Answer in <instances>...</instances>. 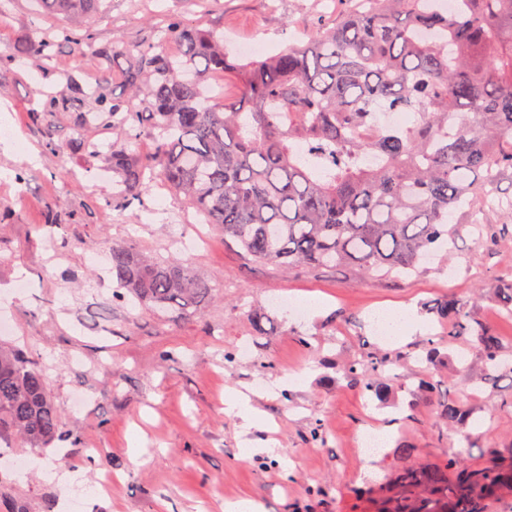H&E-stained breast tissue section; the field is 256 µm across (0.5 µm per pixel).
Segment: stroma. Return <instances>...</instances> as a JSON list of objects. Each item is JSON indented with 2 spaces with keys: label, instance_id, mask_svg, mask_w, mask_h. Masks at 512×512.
<instances>
[{
  "label": "stroma",
  "instance_id": "35a3bbf8",
  "mask_svg": "<svg viewBox=\"0 0 512 512\" xmlns=\"http://www.w3.org/2000/svg\"><path fill=\"white\" fill-rule=\"evenodd\" d=\"M324 0H110L95 32L99 43L131 48L159 40L157 28L181 15L221 34L224 49L258 42L269 53L304 38L317 20L334 18ZM36 0H0V51L18 39L39 40L61 26ZM102 77L97 60L72 44L53 59L28 58L0 72V107L19 133L14 148L0 146V317L13 329L8 342L31 350L62 410V434L38 456V466L8 482L31 512H65L66 494L43 469L69 456L83 476V512H224L225 502L251 499L262 512H378V500L398 467L397 443L433 463L457 446L446 435L440 403L460 399L478 427L476 459L512 453V412L486 409L512 396V377L463 385L448 357L469 350L449 341L431 308L461 300L498 336L512 356V314L489 288L512 272V244L488 247L460 236L448 262L410 276H368L352 268L320 269L264 264L244 256L218 225L204 227L205 242L191 253L173 249L174 234H192L194 210L162 184L144 203L104 208L112 176L103 162L69 151L77 140L100 150L127 144L144 156L151 135L125 142L112 129L76 126L57 115L32 122L39 91L65 93L67 79L92 85ZM65 145L54 154L46 139ZM117 242L150 256L176 257L217 289L200 313L162 316L131 308L112 295L110 253ZM315 298L319 308L297 318L289 301ZM411 307L417 322L398 343L377 336L375 314ZM272 316L264 331L253 317ZM435 336L440 357L426 359L424 339ZM401 366L385 402L344 379L341 368L372 351ZM438 390H430V382ZM250 387L260 417L250 429L224 412L226 389ZM89 396L78 413L68 407ZM140 425L145 439L129 453L126 436ZM323 437L313 440L314 426ZM274 448H267V441ZM259 455L244 457V444ZM97 449L88 458V449ZM114 476L110 490L94 492L99 472Z\"/></svg>",
  "mask_w": 512,
  "mask_h": 512
}]
</instances>
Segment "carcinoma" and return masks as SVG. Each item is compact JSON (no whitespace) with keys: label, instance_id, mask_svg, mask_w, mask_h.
<instances>
[{"label":"carcinoma","instance_id":"cac0c4a2","mask_svg":"<svg viewBox=\"0 0 512 512\" xmlns=\"http://www.w3.org/2000/svg\"><path fill=\"white\" fill-rule=\"evenodd\" d=\"M49 15L79 17V30L54 29L0 53L6 68L59 43L84 45L103 72L122 69L125 100L109 82L70 81L69 93L31 111L35 122L69 115L129 139L154 135L151 154L120 145L104 157L116 176L109 206L142 202L160 181L208 224L260 263L285 267H355L410 275L462 234L448 217L496 209L512 222V198L485 187L512 177V0H460L453 13L424 0H355L307 40L266 58L235 60L215 33L182 18L162 39L131 50L96 42L93 22L104 0H39ZM229 76L234 101L203 99V83ZM90 102L75 111L77 102ZM381 109L410 123L374 122ZM373 155L378 165L363 158ZM116 295L163 313L200 312L216 285L181 261L150 257L129 243L112 246ZM448 340L477 349L483 376L509 371L497 337L456 299L436 306ZM396 365L373 352L343 366V377L373 399L388 393L376 375ZM459 448L430 465L406 464L392 477L380 512H490L512 491V459L471 460L477 422L455 400L442 404ZM62 428L47 377L25 350L0 345V443L49 448ZM0 512H29L0 480Z\"/></svg>","mask_w":512,"mask_h":512}]
</instances>
